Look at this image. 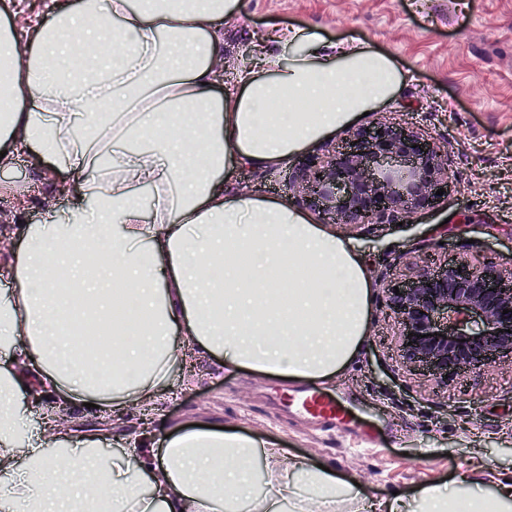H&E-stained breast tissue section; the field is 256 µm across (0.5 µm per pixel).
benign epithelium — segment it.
Masks as SVG:
<instances>
[{"label":"benign epithelium","mask_w":512,"mask_h":512,"mask_svg":"<svg viewBox=\"0 0 512 512\" xmlns=\"http://www.w3.org/2000/svg\"><path fill=\"white\" fill-rule=\"evenodd\" d=\"M448 155V146L418 128L377 120L349 131L340 150L308 157L288 190L334 224H407L448 189ZM384 292L408 371L446 390L450 377L512 365V269L478 268L464 255L436 266L426 258L407 280L387 281Z\"/></svg>","instance_id":"obj_1"}]
</instances>
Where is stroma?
<instances>
[{
    "mask_svg": "<svg viewBox=\"0 0 512 512\" xmlns=\"http://www.w3.org/2000/svg\"><path fill=\"white\" fill-rule=\"evenodd\" d=\"M289 26H313L328 41L355 39L389 55L403 83L394 101L368 118L407 123L450 143L455 190L402 226L336 228L364 260L373 285L359 353L335 380L315 385L345 407L344 423L323 428L289 408L286 395L305 380L227 370L204 359L194 378L174 380L157 424L218 422L277 441L375 499L396 491L410 497L461 473L476 489L512 477V367L485 369L464 392L405 372L383 292L385 277H408L427 250L463 251L477 266L512 267V0H242L239 14L224 22L225 67H249L261 40ZM305 156L288 158L274 172L234 167L224 185L291 200L288 178ZM5 177L32 203L22 222L42 221L43 188L26 161L1 170Z\"/></svg>",
    "mask_w": 512,
    "mask_h": 512,
    "instance_id": "stroma-1",
    "label": "stroma"
}]
</instances>
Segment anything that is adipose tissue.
<instances>
[{
  "label": "adipose tissue",
  "instance_id": "1",
  "mask_svg": "<svg viewBox=\"0 0 512 512\" xmlns=\"http://www.w3.org/2000/svg\"><path fill=\"white\" fill-rule=\"evenodd\" d=\"M240 0H0V169L30 153L52 197L39 224L0 227V512H408L335 471L212 424L107 460L75 434L87 403L111 419L153 408L190 357L329 380L363 343L372 282L358 252L283 200L224 187L235 165L278 169L394 100L392 58L318 28L238 73L212 66ZM305 111H297V104ZM104 332L87 351L77 329ZM55 398L34 416L30 403ZM262 464L269 493L253 491ZM425 486L418 512H512V478Z\"/></svg>",
  "mask_w": 512,
  "mask_h": 512
}]
</instances>
